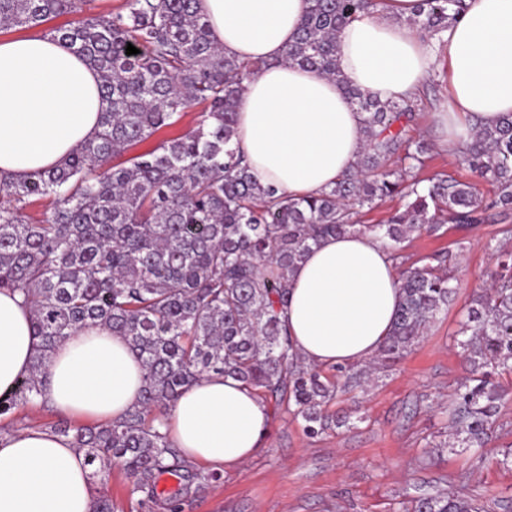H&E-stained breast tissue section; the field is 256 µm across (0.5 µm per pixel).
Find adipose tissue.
I'll list each match as a JSON object with an SVG mask.
<instances>
[{
	"label": "adipose tissue",
	"instance_id": "adipose-tissue-1",
	"mask_svg": "<svg viewBox=\"0 0 512 512\" xmlns=\"http://www.w3.org/2000/svg\"><path fill=\"white\" fill-rule=\"evenodd\" d=\"M418 0L346 25L339 79L288 63L309 0H199L224 51L260 63L238 98L235 142L250 173L293 198L332 187L364 148L363 115L349 85L382 101L416 93L435 68L448 83L435 113L441 150L457 153L474 123L512 112V0H466L438 43L410 26ZM99 75L48 36L0 41V174L21 180L56 167L94 136L105 107ZM401 301L400 275L370 234L330 237L293 271L281 311L293 346L311 365L373 359ZM39 341L20 294L0 292V396L28 374ZM143 369L123 337L103 326L58 344L46 375L51 409L78 419L118 418L141 398ZM168 434L190 462L231 470L262 448L270 412L257 391L219 375L186 389L168 414ZM91 467L66 437L43 427L0 436V512H93Z\"/></svg>",
	"mask_w": 512,
	"mask_h": 512
}]
</instances>
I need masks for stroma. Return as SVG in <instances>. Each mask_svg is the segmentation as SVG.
<instances>
[{
    "instance_id": "35a3bbf8",
    "label": "stroma",
    "mask_w": 512,
    "mask_h": 512,
    "mask_svg": "<svg viewBox=\"0 0 512 512\" xmlns=\"http://www.w3.org/2000/svg\"><path fill=\"white\" fill-rule=\"evenodd\" d=\"M440 72L431 73L420 90L414 136L431 130V114L447 99ZM445 172L475 183L483 198L491 185L457 158L436 149L421 180ZM512 224V213L463 230L449 226L442 235L411 234L406 251L413 259L456 253L455 296L447 311L429 325L414 350L380 372L367 391L337 399L332 409L360 408L363 422L317 438L307 437L302 424L286 413L271 418L265 448L241 468L225 470L219 482L186 499L182 512H405L414 497L450 488L486 502L491 512H512V468L496 465V451L512 446V374L497 377L504 392L501 426L491 447L431 448L433 433L445 431L444 403L469 366L451 342L473 289L492 267L497 229ZM95 492L111 496L117 512H164L139 502L132 480L119 468L93 466Z\"/></svg>"
}]
</instances>
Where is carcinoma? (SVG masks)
Returning a JSON list of instances; mask_svg holds the SVG:
<instances>
[{
	"mask_svg": "<svg viewBox=\"0 0 512 512\" xmlns=\"http://www.w3.org/2000/svg\"><path fill=\"white\" fill-rule=\"evenodd\" d=\"M382 5L309 0L288 62L339 78L340 30ZM87 6L89 0H0V29L85 14L48 35L98 72L107 102L96 135L62 164L19 182L0 179V289L23 296L40 340L29 374L0 397V416L27 404L47 407L44 378L57 345L85 327L111 329L144 367L139 404L107 424L50 430L71 438L89 464L120 467L143 502L162 498L168 512H180L185 498L221 479L194 468L163 431L183 389L206 375L234 377L265 401L287 404L311 438L354 426L352 413L335 417L326 406L411 352L455 292L452 254L409 265L402 243L416 231L437 235L448 223L469 228L489 208L512 210V113L478 129L460 157L492 182L494 195L485 201L472 184L442 173L420 187L417 172L430 147L408 136L413 99L383 102L346 86L364 114L365 148L355 171L315 197L290 198L257 182L233 145L238 94L259 65L217 46L197 0H124L110 17ZM463 11L464 0H420L410 23L439 36ZM129 43L140 53L126 54ZM196 108L194 127L167 134ZM150 138L151 149L108 166ZM396 195L406 203L386 223H358L362 209ZM33 197L49 201L34 223L25 214ZM360 233L377 237L402 267V301L373 360L328 376L294 352L280 312L290 274L315 247ZM499 234L494 268L453 336L471 376L454 389L453 442L445 447H487L501 399L491 377L512 372V224L500 225ZM166 473L183 484L158 490ZM410 512L486 510L448 490L414 498Z\"/></svg>",
	"mask_w": 512,
	"mask_h": 512,
	"instance_id": "obj_1",
	"label": "carcinoma"
}]
</instances>
